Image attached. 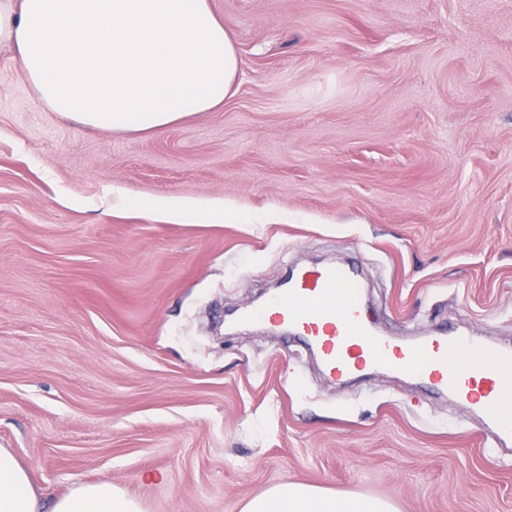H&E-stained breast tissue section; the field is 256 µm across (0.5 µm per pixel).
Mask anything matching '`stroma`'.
Wrapping results in <instances>:
<instances>
[{"mask_svg":"<svg viewBox=\"0 0 512 512\" xmlns=\"http://www.w3.org/2000/svg\"><path fill=\"white\" fill-rule=\"evenodd\" d=\"M210 2L236 92L161 132L51 111L0 46V448L45 497L106 478L142 512H241L284 482L512 512L487 415L218 324L355 259L380 334L512 345V0ZM124 203L133 209H148L164 221L172 223L200 222L212 219H224V209L205 204L196 199L170 197L142 201L135 198H123Z\"/></svg>","mask_w":512,"mask_h":512,"instance_id":"35a3bbf8","label":"stroma"}]
</instances>
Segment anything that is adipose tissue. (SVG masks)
Here are the masks:
<instances>
[{"mask_svg":"<svg viewBox=\"0 0 512 512\" xmlns=\"http://www.w3.org/2000/svg\"><path fill=\"white\" fill-rule=\"evenodd\" d=\"M22 64L51 111L84 126L158 132L222 107L239 71L234 40L210 0H0V46ZM164 221L220 219L223 208L185 197L142 201ZM42 492L28 468L0 448V512H40ZM52 512H142L111 480L83 483L55 499ZM242 512H397L368 496H339L282 483Z\"/></svg>","mask_w":512,"mask_h":512,"instance_id":"ef3b65f1","label":"adipose tissue"}]
</instances>
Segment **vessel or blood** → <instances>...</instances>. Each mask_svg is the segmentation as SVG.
Instances as JSON below:
<instances>
[{
  "instance_id": "b4317fda",
  "label": "vessel or blood",
  "mask_w": 512,
  "mask_h": 512,
  "mask_svg": "<svg viewBox=\"0 0 512 512\" xmlns=\"http://www.w3.org/2000/svg\"><path fill=\"white\" fill-rule=\"evenodd\" d=\"M245 317L287 328L317 350L329 374L372 368L414 377L433 391L489 413L495 443L512 444V347L451 331L412 342L379 334L353 267L302 269Z\"/></svg>"
}]
</instances>
